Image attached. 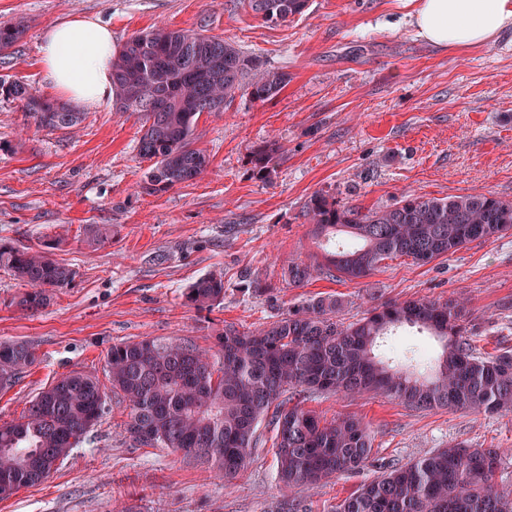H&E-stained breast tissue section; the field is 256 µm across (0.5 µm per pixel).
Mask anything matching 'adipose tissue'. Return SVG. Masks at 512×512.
<instances>
[{"label": "adipose tissue", "instance_id": "adipose-tissue-1", "mask_svg": "<svg viewBox=\"0 0 512 512\" xmlns=\"http://www.w3.org/2000/svg\"><path fill=\"white\" fill-rule=\"evenodd\" d=\"M414 24L436 47L468 50L512 29V0H418ZM113 54L110 27L72 16L45 29L39 64L60 98L92 108L114 94Z\"/></svg>", "mask_w": 512, "mask_h": 512}]
</instances>
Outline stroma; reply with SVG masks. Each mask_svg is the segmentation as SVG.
Wrapping results in <instances>:
<instances>
[{"label": "stroma", "mask_w": 512, "mask_h": 512, "mask_svg": "<svg viewBox=\"0 0 512 512\" xmlns=\"http://www.w3.org/2000/svg\"><path fill=\"white\" fill-rule=\"evenodd\" d=\"M412 0H309L285 22L254 16L247 0H0V22H24L0 77L22 79L50 98L38 65L50 24L91 15L115 44L154 26L232 41L288 83L273 99L236 98L203 114L198 148L209 158L195 180L146 194L149 167L138 154L137 114L112 103L83 110L74 130L38 126L17 102L0 100V242L37 248L76 272L50 305L24 315L12 304L23 285L0 269V341L23 342L34 363L0 391V424L63 375L107 383L112 345L188 340L213 349L231 324L254 331L318 296L341 303L337 320L356 321L387 301L462 297L479 349H512V231L478 240L427 264L387 259L355 281L319 277L294 288L288 261L321 256L303 216L320 193L365 209L410 193L443 198L479 191L512 200V33L464 52L441 50L412 24ZM278 143L269 178L254 176L251 152ZM104 243L93 244L99 227ZM224 272V302H184L194 281ZM266 285L247 289V279ZM305 409L368 424L372 453L358 475L312 489L276 479L268 423L244 469L220 478L203 461L167 448L136 446L128 411L109 412L41 484L0 500V512H332L366 480L454 443L506 449L497 475L512 491V414L448 408L414 410L379 395L311 394Z\"/></svg>", "instance_id": "obj_1"}]
</instances>
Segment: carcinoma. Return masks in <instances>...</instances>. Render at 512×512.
<instances>
[{
	"label": "carcinoma",
	"mask_w": 512,
	"mask_h": 512,
	"mask_svg": "<svg viewBox=\"0 0 512 512\" xmlns=\"http://www.w3.org/2000/svg\"><path fill=\"white\" fill-rule=\"evenodd\" d=\"M265 21L301 15L308 0H248ZM25 33L21 22L0 25V57ZM114 105L142 121L139 155L151 166L141 189L168 191L201 175L209 157L197 147L199 119L222 112L237 96L265 102L288 83L231 42L192 30L155 27L135 33L112 63ZM0 98L22 104L36 124L67 130L81 113L47 98L30 84L0 78ZM279 147L263 142L251 164L271 176ZM316 238L336 232L353 244L323 261L288 262V284L301 287L325 273L341 280L369 276L379 263L407 257L417 263L458 251L479 239L512 230V201L491 193L447 198L404 194L393 205L366 211L340 206L323 194L305 203ZM0 268L27 290L14 301L27 313L45 308L75 272L40 249L0 243ZM187 305L210 310L224 301V272L214 270L184 292ZM338 300L318 297L288 310L270 327L246 333L232 326L216 336L211 354L188 341L151 339L112 346L106 371L112 393L129 409L127 431L138 445L161 446L211 463L226 479L244 468L257 445V428L273 426L276 476L286 487L316 486L363 468L372 451L362 419L327 421L298 399L310 391L373 393L416 410L457 408L512 413V352H476L464 307L456 299L384 302L347 325L335 320ZM416 327L443 343L436 356L396 343L397 330ZM34 362L21 342L0 343V389L11 387ZM108 410L100 382L82 373L58 379L29 401L20 420L0 425V499L46 480L53 466L86 439ZM504 452L450 446L366 481L333 512H512V493L496 477Z\"/></svg>",
	"instance_id": "obj_1"
}]
</instances>
